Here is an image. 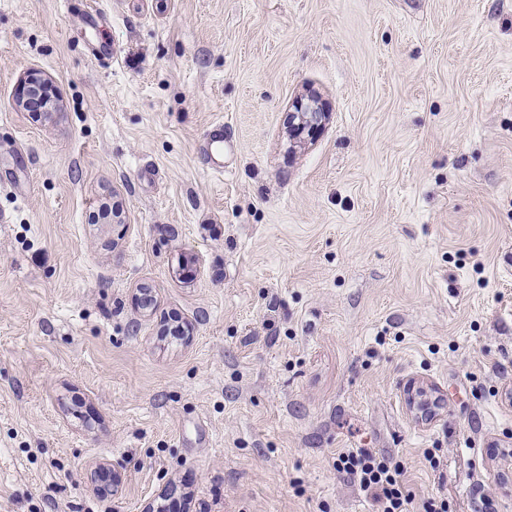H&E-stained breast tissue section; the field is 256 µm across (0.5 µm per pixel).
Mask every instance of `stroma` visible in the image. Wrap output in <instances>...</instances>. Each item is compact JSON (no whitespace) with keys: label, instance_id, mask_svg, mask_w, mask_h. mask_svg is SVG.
<instances>
[{"label":"stroma","instance_id":"35a3bbf8","mask_svg":"<svg viewBox=\"0 0 512 512\" xmlns=\"http://www.w3.org/2000/svg\"><path fill=\"white\" fill-rule=\"evenodd\" d=\"M511 390L512 0H0V512H512ZM52 89L46 78L38 73L29 74L20 90V103L25 107V103L30 101H38L41 95L49 97L50 106L45 111H50L53 108V95ZM293 108L287 115L288 134L292 137H299L305 132L312 135L321 130L328 121V112H322L314 97H309L306 101H296ZM337 462L360 491L370 498L374 512H408L411 503L405 491L404 470L393 457L366 448H351L342 452Z\"/></svg>","mask_w":512,"mask_h":512}]
</instances>
